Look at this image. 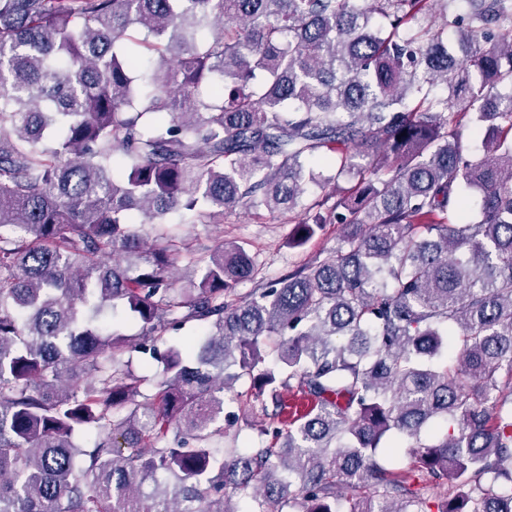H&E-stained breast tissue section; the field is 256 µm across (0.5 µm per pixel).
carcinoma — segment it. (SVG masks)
Returning <instances> with one entry per match:
<instances>
[{
  "label": "carcinoma",
  "mask_w": 512,
  "mask_h": 512,
  "mask_svg": "<svg viewBox=\"0 0 512 512\" xmlns=\"http://www.w3.org/2000/svg\"><path fill=\"white\" fill-rule=\"evenodd\" d=\"M456 2L0 0V512H512V0ZM260 209L338 245L241 295L169 220Z\"/></svg>",
  "instance_id": "cac0c4a2"
}]
</instances>
